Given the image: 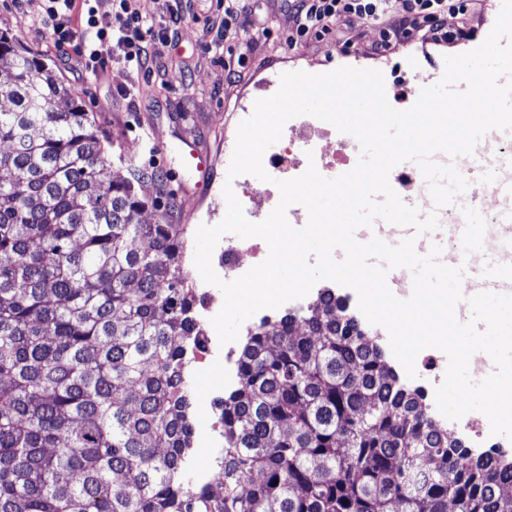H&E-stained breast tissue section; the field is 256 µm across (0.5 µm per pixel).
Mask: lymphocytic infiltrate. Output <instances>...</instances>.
<instances>
[{
  "instance_id": "lymphocytic-infiltrate-1",
  "label": "lymphocytic infiltrate",
  "mask_w": 512,
  "mask_h": 512,
  "mask_svg": "<svg viewBox=\"0 0 512 512\" xmlns=\"http://www.w3.org/2000/svg\"><path fill=\"white\" fill-rule=\"evenodd\" d=\"M133 0H113L111 17H100L92 0H44V11L52 22L50 37L57 48L80 40L78 65L86 74L106 69L109 64L147 68L152 48L160 35L152 17L134 8ZM392 0H288L293 28L290 44L310 34L328 32L355 16L369 17L379 28L374 53L394 50L418 36L435 43L451 40L444 21L450 14H465L463 0H403L402 13L391 10Z\"/></svg>"
}]
</instances>
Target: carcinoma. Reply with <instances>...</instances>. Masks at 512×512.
I'll return each instance as SVG.
<instances>
[{
	"label": "carcinoma",
	"mask_w": 512,
	"mask_h": 512,
	"mask_svg": "<svg viewBox=\"0 0 512 512\" xmlns=\"http://www.w3.org/2000/svg\"><path fill=\"white\" fill-rule=\"evenodd\" d=\"M0 512H512V456L437 428L347 302L247 330L224 492L184 478L197 296L79 96L0 32Z\"/></svg>",
	"instance_id": "carcinoma-1"
}]
</instances>
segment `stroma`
Returning a JSON list of instances; mask_svg holds the SVG:
<instances>
[{"label": "stroma", "mask_w": 512, "mask_h": 512, "mask_svg": "<svg viewBox=\"0 0 512 512\" xmlns=\"http://www.w3.org/2000/svg\"><path fill=\"white\" fill-rule=\"evenodd\" d=\"M271 20L272 34L251 43L250 31L225 29L224 0H137V8L158 23L179 15L177 37L156 46L149 68L137 71L112 65L95 76L78 78L76 53L56 51L49 43V26L39 15L38 0H0V31L15 36L28 51L39 54L59 78L81 97L85 111L112 143L110 153L122 160L124 176L148 202L144 214L151 223H177L180 213L191 216L188 236L196 225L217 224L224 216V168L199 173L187 161L190 147L218 157L224 152L225 123L237 107H253L268 97L274 73L305 71L320 74L340 66L375 68L407 76L411 89L438 82L444 56L478 47L488 36L490 16L500 0H471L466 16L451 15L448 29H464L462 37L440 44L411 41L386 55L373 54L377 28L364 17L323 37H308L289 46L293 22L282 0H261ZM345 54H337V46ZM247 57L245 65L233 56ZM191 420L196 434L193 456L208 464L218 453L202 435L214 422L206 407L215 396L209 376L193 382Z\"/></svg>", "instance_id": "stroma-1"}]
</instances>
